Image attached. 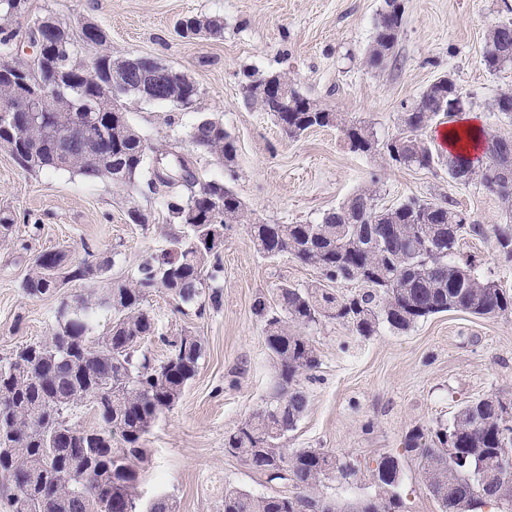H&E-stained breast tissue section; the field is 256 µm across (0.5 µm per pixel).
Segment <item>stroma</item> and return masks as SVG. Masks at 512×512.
<instances>
[{"mask_svg":"<svg viewBox=\"0 0 512 512\" xmlns=\"http://www.w3.org/2000/svg\"><path fill=\"white\" fill-rule=\"evenodd\" d=\"M399 41L386 64L366 62L376 19L385 0H28L13 25L26 29L51 15L71 27L88 18L107 35L116 58L145 56L190 76L200 97L195 108L174 111L138 99L126 102L130 123L151 144L184 139L201 116L219 118L237 140L233 170L198 158L200 176L230 180L252 221L313 224L357 190H375L379 204L409 198L448 200L479 223H505L498 197L479 181L449 180L431 170L392 164L378 153L349 149L334 128L286 137L270 113L246 102L245 73L280 72L321 108L370 127L384 141L397 119L437 78L451 76L468 111L482 126L512 139V120L495 117L491 104L512 89V67L489 71L485 37L492 25L512 21V0H402ZM216 15L224 35L181 38L175 26L186 15ZM147 214L130 223L129 209ZM16 216L0 241V358L48 336L61 300L105 293L133 276L148 255L168 245L179 227L167 223L161 199L146 184L123 189L67 171L26 172L0 152V210ZM62 250L107 270L70 283L51 296L28 297L21 282L34 255ZM458 257L512 290V262L499 259L492 241L465 237ZM219 304H177L164 290L147 298L158 337L142 349L164 358L163 338L200 336L204 354L178 404L162 414L143 441L137 487L141 504L164 495L175 512H222L225 487L263 496L278 493L271 480L227 453L224 437L276 394V371L262 327L253 313L257 297L275 301L279 285L298 288L318 272L290 255L268 259L253 247L246 225L224 233ZM308 336L319 366L301 384L308 407L284 445L323 448L358 465L356 477L326 482L324 494L344 503L376 493L371 477L381 457L403 458L399 492L405 512H441L416 459L402 445L408 429L447 423L458 406L488 394L512 400V316L480 318L451 311L410 330L388 328L371 337L323 321Z\"/></svg>","mask_w":512,"mask_h":512,"instance_id":"35a3bbf8","label":"stroma"}]
</instances>
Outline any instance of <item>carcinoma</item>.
Here are the masks:
<instances>
[{
	"label": "carcinoma",
	"instance_id": "obj_1",
	"mask_svg": "<svg viewBox=\"0 0 512 512\" xmlns=\"http://www.w3.org/2000/svg\"><path fill=\"white\" fill-rule=\"evenodd\" d=\"M27 0H0V57L13 53L20 30L6 25L23 14ZM401 25L381 15L367 62L376 67L392 56ZM77 36L57 46L58 67L69 83L52 97L50 108L35 124L0 115V150L24 171L63 170L88 180L110 181L133 188L147 178L150 190L166 206L169 221L182 231L169 247L151 254L129 280L111 286L100 301L76 305L61 302L50 336L20 347L0 358V477L9 485V512H138V473L129 464L143 456L142 441L155 421L172 410L198 369L204 346L200 337L184 334L168 343L164 360L147 355L135 358L136 348L156 335L147 296L163 288L182 304L196 301L206 287L209 299L221 300L217 283L221 272L217 251L203 245L210 229L249 221L239 197L224 182L204 180L196 168L203 155L220 163L234 161L236 141L221 120L203 116L186 132L192 151L179 157L167 176L147 165L149 153L167 156L178 143L154 149L119 113L122 134L108 144L109 157L97 158L74 143L65 160L45 131L75 117L90 124L89 133L112 124L113 103L102 98L100 83L126 69L127 59L103 52L86 63ZM484 58L491 70L512 64V22L492 27L486 37ZM15 71L31 83H47L54 73L36 63L12 62ZM304 99L296 90L274 101L271 115L291 138L313 127L336 126L354 152H378L399 166L431 169L440 162L438 151L422 138L434 121L453 123L467 103L466 96L448 76L437 79L413 108L404 113L406 144L395 138L375 139L365 126L345 123L339 114L303 112ZM497 116L512 119V91L493 101ZM483 151L493 166L476 177L504 204L512 217V191L492 188L495 166L512 167V153L499 151L502 138L479 132ZM257 252L267 258L288 253L299 263L314 267L322 283L308 288L281 285L276 305L259 296L253 310L262 324L265 345L277 369V396L254 410L224 436V448L254 470L281 479L291 492L255 497L235 487L224 488V512H403L397 492L402 464L386 456L376 476L393 462V479L377 485L378 493L341 510L321 487L337 475L357 473L322 448L283 447L282 439L294 430L308 400L301 380L319 365L317 349L305 330L321 320H334L359 336L370 337L381 327L407 331L430 316L461 311L490 318L512 311V296L495 281L456 260L464 234L490 238L495 250L512 259V224L485 226L448 207L447 201L410 199L397 206L380 207L375 193L360 189L314 224H248ZM40 253L22 281L32 298L52 295L69 283L95 274L83 260L63 251L51 262ZM353 282L357 291L340 295L329 283ZM110 313L107 331L89 336L95 315ZM89 402L97 425L86 428L71 422L72 407ZM405 453L419 461L429 491L441 512H479L493 501L512 508V401L484 397L461 403L447 425L435 429L414 426L404 436Z\"/></svg>",
	"mask_w": 512,
	"mask_h": 512
}]
</instances>
